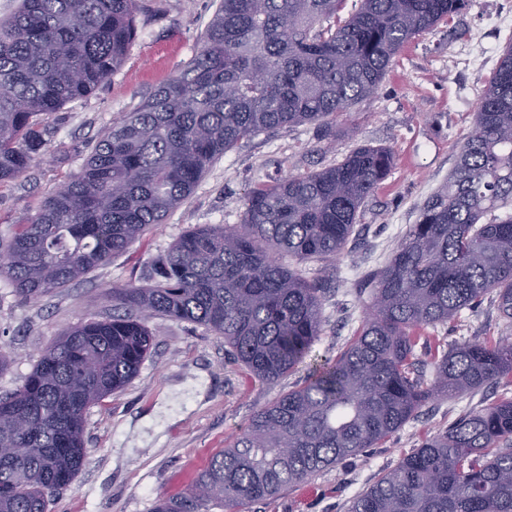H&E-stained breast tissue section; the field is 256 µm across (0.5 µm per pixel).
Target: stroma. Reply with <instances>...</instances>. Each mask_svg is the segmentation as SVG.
Returning <instances> with one entry per match:
<instances>
[{"instance_id":"stroma-1","label":"stroma","mask_w":512,"mask_h":512,"mask_svg":"<svg viewBox=\"0 0 512 512\" xmlns=\"http://www.w3.org/2000/svg\"><path fill=\"white\" fill-rule=\"evenodd\" d=\"M220 0H143L137 36L111 78L86 99L66 104L48 121L46 154L0 188V239L77 175L92 144L122 113L133 111L192 58ZM512 0H470L457 38L437 25L406 46L371 97L336 120L324 137L317 125L284 127L239 142L204 174L191 195L142 240L68 287L37 299L20 297L0 277V395L20 386L40 352L82 318L111 317L109 291L139 285L151 262L183 232L204 224H237L248 193L289 175L335 165L362 145L392 148L386 180L365 201L343 253L297 264L325 282L323 327L305 360L277 383L252 378L224 339L202 325L149 320L154 337L138 375L93 407L87 417L88 459L54 497L49 512H152L157 499L184 493L210 457L233 442L255 412L301 386L356 335L371 304L369 273L382 269L416 224L425 201L448 180L479 96L498 65L512 29ZM500 321L493 296L476 312L431 330L416 353L429 365L436 343L495 340ZM512 398V384H492L454 400L437 399L379 447L343 460L249 512H347L350 502L423 439L473 408Z\"/></svg>"}]
</instances>
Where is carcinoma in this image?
<instances>
[{
  "label": "carcinoma",
  "mask_w": 512,
  "mask_h": 512,
  "mask_svg": "<svg viewBox=\"0 0 512 512\" xmlns=\"http://www.w3.org/2000/svg\"><path fill=\"white\" fill-rule=\"evenodd\" d=\"M468 0H222L196 54L99 137L80 172L0 244V275L38 298L127 251L238 142L336 118L375 93L393 58L452 23ZM138 0H21L0 21V185L45 154L46 120L106 83L137 28ZM393 152L363 145L336 165L254 188L242 223L185 231L145 283L114 288L116 312L52 340L0 396V512H47L88 457L90 408L125 387L153 347L146 322L205 326L261 382L301 363L322 331L317 283L281 262L342 253ZM372 310L335 360L257 411L191 489L153 512H246L375 448L427 402L512 382V43L482 91L448 183L386 266ZM492 294L504 336L444 346L432 378L420 331ZM29 419L20 435L17 418ZM347 512H512V399L464 414L403 456Z\"/></svg>",
  "instance_id": "carcinoma-1"
}]
</instances>
